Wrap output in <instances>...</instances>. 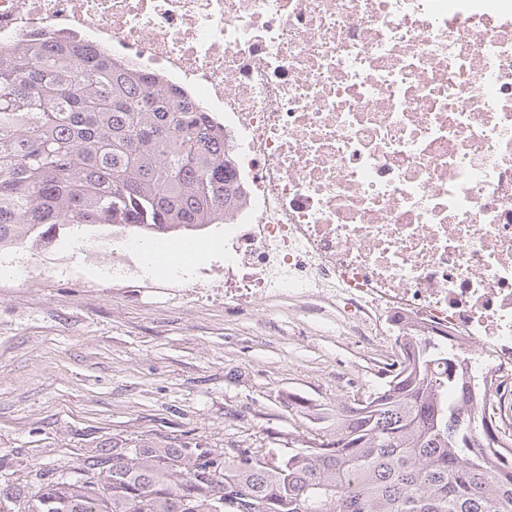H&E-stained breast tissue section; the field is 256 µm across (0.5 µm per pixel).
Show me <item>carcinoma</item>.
I'll use <instances>...</instances> for the list:
<instances>
[{"label": "carcinoma", "instance_id": "obj_1", "mask_svg": "<svg viewBox=\"0 0 512 512\" xmlns=\"http://www.w3.org/2000/svg\"><path fill=\"white\" fill-rule=\"evenodd\" d=\"M224 127L156 80L85 46L32 38L0 49V252L85 226L151 234L231 212ZM375 398L336 408L326 438L272 448L99 446L70 472L0 456V512H512V427L490 445L505 382L404 321ZM475 394L465 397V385Z\"/></svg>", "mask_w": 512, "mask_h": 512}]
</instances>
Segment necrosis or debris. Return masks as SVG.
Listing matches in <instances>:
<instances>
[{
    "instance_id": "4bbe7bcc",
    "label": "necrosis or debris",
    "mask_w": 512,
    "mask_h": 512,
    "mask_svg": "<svg viewBox=\"0 0 512 512\" xmlns=\"http://www.w3.org/2000/svg\"><path fill=\"white\" fill-rule=\"evenodd\" d=\"M232 138L224 295L412 315L512 377V0H0Z\"/></svg>"
}]
</instances>
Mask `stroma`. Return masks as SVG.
<instances>
[{
	"label": "stroma",
	"instance_id": "35a3bbf8",
	"mask_svg": "<svg viewBox=\"0 0 512 512\" xmlns=\"http://www.w3.org/2000/svg\"><path fill=\"white\" fill-rule=\"evenodd\" d=\"M81 236L6 255L21 273L0 277V455L68 469L113 442L284 449L324 436L397 351L385 323L355 336L332 307L225 301L223 258L186 281L112 276L111 227Z\"/></svg>",
	"mask_w": 512,
	"mask_h": 512
}]
</instances>
